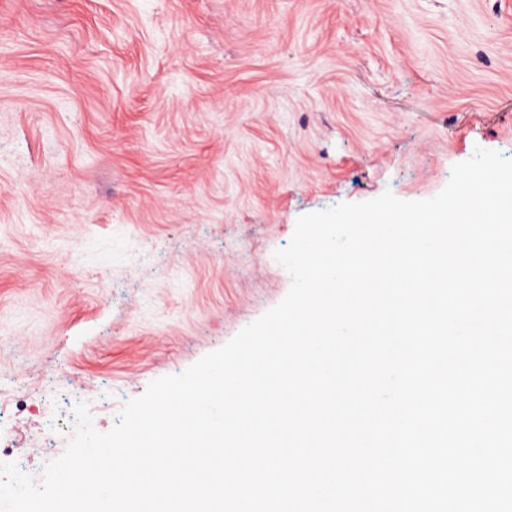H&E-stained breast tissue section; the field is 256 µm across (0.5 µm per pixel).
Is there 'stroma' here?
Segmentation results:
<instances>
[{
    "label": "stroma",
    "instance_id": "35a3bbf8",
    "mask_svg": "<svg viewBox=\"0 0 512 512\" xmlns=\"http://www.w3.org/2000/svg\"><path fill=\"white\" fill-rule=\"evenodd\" d=\"M512 159V0H0V427L34 481L278 304L297 219Z\"/></svg>",
    "mask_w": 512,
    "mask_h": 512
}]
</instances>
